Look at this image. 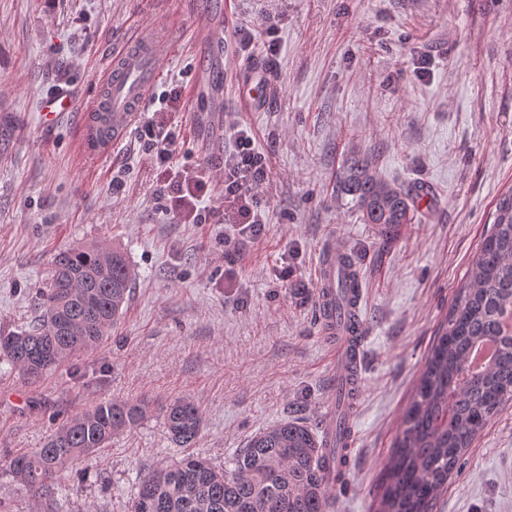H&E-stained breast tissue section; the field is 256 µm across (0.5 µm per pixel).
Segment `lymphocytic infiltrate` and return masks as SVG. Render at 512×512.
Here are the masks:
<instances>
[{"label":"lymphocytic infiltrate","instance_id":"1","mask_svg":"<svg viewBox=\"0 0 512 512\" xmlns=\"http://www.w3.org/2000/svg\"><path fill=\"white\" fill-rule=\"evenodd\" d=\"M179 136V130L172 126L164 129L150 121L141 126L146 149L168 178L169 195L164 210L169 218L177 224L209 223L212 213L201 208L200 203L220 185L224 188L225 202L233 204L238 214L231 235L223 236L222 244L231 246L237 238L259 240L265 224L261 199L269 181V163L265 154L255 147L251 132L243 125H232L231 144L224 152L220 176L216 179L205 166L173 165Z\"/></svg>","mask_w":512,"mask_h":512}]
</instances>
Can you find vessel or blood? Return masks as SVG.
<instances>
[{
  "instance_id": "b4317fda",
  "label": "vessel or blood",
  "mask_w": 512,
  "mask_h": 512,
  "mask_svg": "<svg viewBox=\"0 0 512 512\" xmlns=\"http://www.w3.org/2000/svg\"><path fill=\"white\" fill-rule=\"evenodd\" d=\"M208 47V54L196 73L193 100L203 101L197 109V132L205 147L219 149L224 110V22L205 18L195 32ZM171 53V46L149 28H138L135 36L115 52L100 81L101 91L82 115L84 145L87 151L107 152L122 137L142 112L146 100L161 78L159 65ZM73 99L66 90L42 98L39 105L42 122L55 120L68 111ZM348 255L343 248L326 246L317 272L318 318L326 334L339 335L340 344L331 352L336 384L343 392L355 395L362 387L360 351L366 327L359 315L363 293L348 292L345 308H337V283L347 275Z\"/></svg>"
}]
</instances>
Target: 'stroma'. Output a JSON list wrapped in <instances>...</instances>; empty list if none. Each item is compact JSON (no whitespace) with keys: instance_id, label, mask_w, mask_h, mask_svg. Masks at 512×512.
Returning a JSON list of instances; mask_svg holds the SVG:
<instances>
[{"instance_id":"stroma-1","label":"stroma","mask_w":512,"mask_h":512,"mask_svg":"<svg viewBox=\"0 0 512 512\" xmlns=\"http://www.w3.org/2000/svg\"><path fill=\"white\" fill-rule=\"evenodd\" d=\"M0 0V333L27 325L54 256L89 243L124 247L135 272L127 307L94 350L37 379L0 363V512H127L137 472L184 456L164 408L199 405L193 454L223 467L255 432L296 417L320 430L337 397L331 346L316 317L325 245L345 246L365 291L363 385L348 482L328 512H380L385 467L426 355L445 322L495 206L512 189V0H230L224 36V123L250 127L271 162L264 236L222 256V190L211 224L162 210L163 175L129 130L110 156L80 144L78 107L105 59L153 27L174 50L143 119L180 125L173 163L217 167L191 129V86L204 54L192 37L215 0ZM274 18L280 50L260 47ZM257 41L241 51V34ZM430 60L425 77L414 57ZM261 64L263 112L245 111L239 73ZM71 90L76 111L46 127L39 101ZM382 177L428 189L421 224L391 236L363 223L336 176L356 155ZM287 280H280L281 270ZM146 401V420L64 469L67 494L35 504L7 464L41 447L91 404ZM433 512H512V405L474 442Z\"/></svg>"}]
</instances>
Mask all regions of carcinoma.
Returning a JSON list of instances; mask_svg holds the SVG:
<instances>
[{
    "label": "carcinoma",
    "mask_w": 512,
    "mask_h": 512,
    "mask_svg": "<svg viewBox=\"0 0 512 512\" xmlns=\"http://www.w3.org/2000/svg\"><path fill=\"white\" fill-rule=\"evenodd\" d=\"M365 224L388 234L415 221L419 188L382 179L362 156L336 177ZM135 277L126 252L84 245L58 253L29 325L0 334V361L29 377L95 348L123 314ZM512 191L496 205L493 231L472 262L469 279L435 339L415 386L388 463L383 512H432L448 476L490 420L512 401ZM497 344L493 362L466 373L472 348ZM142 403L105 400L70 416L42 447L9 462L15 481L39 501L62 492L57 473L106 447L144 420ZM170 437L194 444L202 429L191 400L169 405ZM327 449L304 422L291 418L254 434L223 469L188 456L135 479L127 512H326Z\"/></svg>",
    "instance_id": "carcinoma-1"
}]
</instances>
